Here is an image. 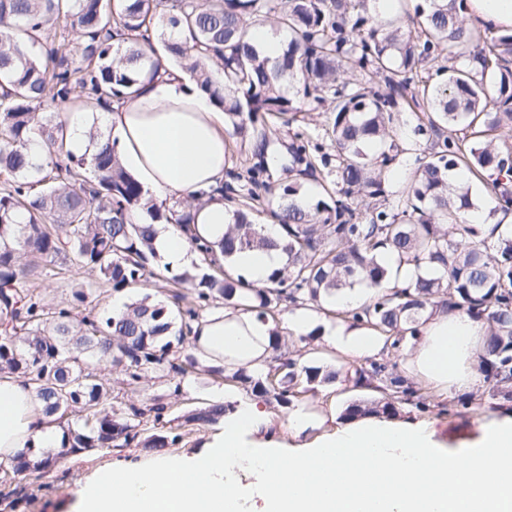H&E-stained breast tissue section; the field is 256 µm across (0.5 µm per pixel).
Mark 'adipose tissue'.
<instances>
[{
	"mask_svg": "<svg viewBox=\"0 0 512 512\" xmlns=\"http://www.w3.org/2000/svg\"><path fill=\"white\" fill-rule=\"evenodd\" d=\"M69 149L90 154L88 136L105 125L121 164L147 198L196 199L191 214L198 234L219 241L230 220L221 188L228 166L224 112L178 66L163 67L104 112L63 116ZM160 265L189 267L196 251L174 224L155 227ZM285 260L277 249L244 251L232 258L246 279L264 282ZM295 335L321 336L338 356L381 358L385 336L310 308L286 315ZM272 322L239 308H212L193 330L200 359L260 375L275 363ZM485 326L466 314L422 313L415 340L402 350L407 378L423 380L439 397L476 389ZM328 415L288 418L296 449L282 446L270 416L248 407L224 420V432L203 452L185 459L112 466L80 492L76 512H512V410L483 422L463 452H445L426 424L367 417L306 441ZM63 432L41 412L24 380L0 376V463L25 448L60 447Z\"/></svg>",
	"mask_w": 512,
	"mask_h": 512,
	"instance_id": "adipose-tissue-1",
	"label": "adipose tissue"
}]
</instances>
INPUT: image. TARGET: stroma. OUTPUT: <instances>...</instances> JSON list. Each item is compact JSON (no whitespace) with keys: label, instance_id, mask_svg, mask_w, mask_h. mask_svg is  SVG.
I'll return each instance as SVG.
<instances>
[{"label":"stroma","instance_id":"obj_1","mask_svg":"<svg viewBox=\"0 0 512 512\" xmlns=\"http://www.w3.org/2000/svg\"><path fill=\"white\" fill-rule=\"evenodd\" d=\"M89 274L78 271L67 259H57L54 264L38 266L26 276L23 285L32 288L40 295L44 305L53 309L69 299L72 291L87 283ZM278 332L282 344L288 347L300 364L323 366L333 370L347 371L358 367L355 359L336 357L322 341L310 336H294L287 326H280ZM81 360L89 370L97 372L100 378L109 380L114 388L113 406L124 410L130 403H138L155 396L166 397L173 415L177 420L170 428L171 434L179 435V442L164 454L168 457L189 458L203 450L220 431L216 425H188L181 421V414L186 409L206 403H225L230 397L238 401L257 402L259 407L271 413L276 422L287 420L290 410H310L316 412H336L337 425H344V409L351 402H368L377 399L378 394L368 389H354L349 384L339 381L332 386L309 385L308 390L292 408L277 405L261 394L243 389L225 381L220 374H202L185 381L182 396L170 395L165 382L145 376L134 386L124 385L121 372H109L100 368L97 360L88 354ZM419 396L423 408L399 405L400 417H415L433 428L436 438L445 449L458 450L467 446L478 434L479 422L491 418L496 413V397L490 387L470 393L469 405H462L457 396L442 399L429 389L420 388ZM154 452L141 448L80 449L68 454L66 459L55 469L45 472L31 470L0 485V491L11 493L17 498L16 507H9L0 501V512H73L80 489L96 475L105 473L108 467L120 462L154 459Z\"/></svg>","mask_w":512,"mask_h":512}]
</instances>
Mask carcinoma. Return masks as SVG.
Wrapping results in <instances>:
<instances>
[{"mask_svg":"<svg viewBox=\"0 0 512 512\" xmlns=\"http://www.w3.org/2000/svg\"><path fill=\"white\" fill-rule=\"evenodd\" d=\"M373 0H0V375L31 384L47 416L76 412L81 427L65 433L63 447L163 450L177 442L140 428L143 418L167 424L170 406L159 398L123 413L112 389L82 366L81 355L119 368L130 384L213 372L191 351L201 312L222 299L262 319L277 321L292 304L318 307L336 291L367 284L370 303L338 310L336 317L372 327L395 349L415 335L422 310L465 312L486 325L478 367L493 395L512 408V234L492 242L462 216L472 207L470 181H449L465 169L491 182L493 212L512 213V28L464 24L466 0L405 3L403 13L380 18ZM269 22L288 34L273 59L252 43V26ZM189 71L224 109L245 173L221 188L236 203L218 243L203 240L190 213L143 201L139 184L123 169L116 143L102 139L89 157L65 149L63 124L51 106L77 91L91 108L125 98L162 67L159 52ZM465 59L457 67L453 60ZM448 65H442V62ZM327 113L323 151L297 127L299 110L285 89ZM411 114L426 140L411 176L398 192L387 174L410 153L397 139L400 112ZM292 130L288 171L312 177L272 185L271 130ZM41 145L30 161L33 142ZM143 208L155 221L176 224L204 264L170 273L172 286L190 285L194 298L178 310L146 295L120 314L83 312L92 289L74 290L67 304L45 311L21 285L30 255L53 263L68 233L74 264L95 274V284L119 292L156 276L151 224H135ZM276 224V238L263 224ZM282 251L283 267L261 285L232 276L216 259L237 251ZM420 272L387 288L386 258ZM264 378L245 370L225 375L281 406L300 397L301 382L331 383L336 373L279 356ZM386 366L354 371V385H372ZM382 400L351 403L348 421L388 418L416 390L384 377ZM234 406L197 407L184 422L217 425ZM62 455L32 448L14 460L12 473L48 470Z\"/></svg>","mask_w":512,"mask_h":512,"instance_id":"carcinoma-1","label":"carcinoma"}]
</instances>
